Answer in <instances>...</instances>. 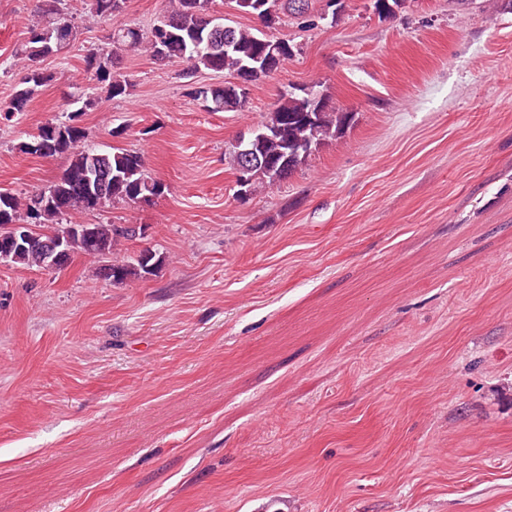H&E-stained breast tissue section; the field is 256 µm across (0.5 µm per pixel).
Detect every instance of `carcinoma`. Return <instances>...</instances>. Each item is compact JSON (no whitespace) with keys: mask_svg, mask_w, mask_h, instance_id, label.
Returning a JSON list of instances; mask_svg holds the SVG:
<instances>
[{"mask_svg":"<svg viewBox=\"0 0 512 512\" xmlns=\"http://www.w3.org/2000/svg\"><path fill=\"white\" fill-rule=\"evenodd\" d=\"M42 15L48 26L30 29V36L20 50L26 62L22 87L16 90L9 104L0 107V118L10 121L15 114L25 111L38 87L46 80L41 71V60L71 44L77 29L64 16L62 0H39ZM171 14L155 25L145 37L130 25L115 28L112 46L115 49L143 47L160 61L187 62L193 68L200 66L227 72L241 80L239 84L200 88L195 97L211 105L214 111H238L244 107L247 86L271 76L291 59L272 52L271 43L278 37L271 33L288 12L301 18L310 17V0H228L243 14L261 20L264 29L233 26L224 23L223 16L213 8L214 0H174ZM124 0H87L89 12L100 20L110 21L123 11ZM85 69L98 82L107 84L113 98L126 94V81L112 76V54L100 51L88 53ZM80 107L71 111L68 121L47 125L40 129L33 142L22 149L42 157L66 154L69 162L63 173L46 187L26 196L0 192V227L25 221L37 224L48 232L69 227L64 217L103 208L115 200L135 202L143 195H161L162 184L144 173L143 157L127 150L100 153L82 147L83 128L76 124ZM348 113L331 108L326 98L314 86L300 87L280 95L254 128L250 138L237 142L229 152L233 169H238L242 152L251 150L255 158L254 170L247 185L252 193L259 186L271 187L288 178L308 159L324 141L340 135L347 124ZM90 239L70 238L71 254L91 257L112 253L115 246L128 236L111 223L90 224ZM8 262L45 268L47 259L42 250L27 246L11 251ZM162 259L145 249L134 262L112 265V284H123L131 278L152 274Z\"/></svg>","mask_w":512,"mask_h":512,"instance_id":"obj_1","label":"carcinoma"}]
</instances>
